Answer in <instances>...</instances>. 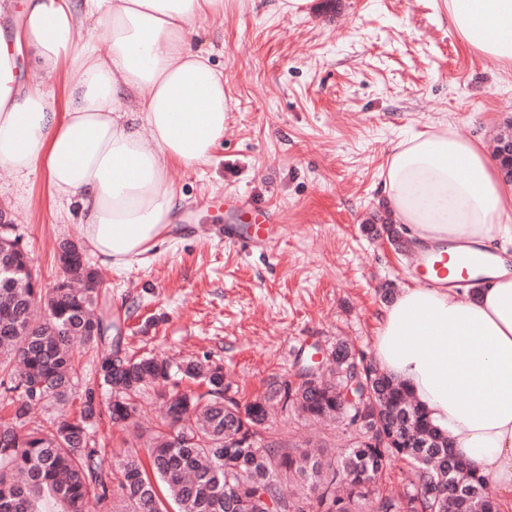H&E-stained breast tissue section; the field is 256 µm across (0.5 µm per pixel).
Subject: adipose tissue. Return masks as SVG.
Listing matches in <instances>:
<instances>
[{
  "label": "adipose tissue",
  "mask_w": 512,
  "mask_h": 512,
  "mask_svg": "<svg viewBox=\"0 0 512 512\" xmlns=\"http://www.w3.org/2000/svg\"><path fill=\"white\" fill-rule=\"evenodd\" d=\"M446 2L449 27L512 72V0ZM201 15L223 17L224 0H25L30 59L62 80L60 100L24 85L0 37V163L21 179L42 172L77 205L102 264L143 261L171 233L182 197L169 169L207 163L224 137V75L190 45ZM382 177L393 223L443 245L448 283L399 291L375 359L512 512V182L482 145L436 124L396 142Z\"/></svg>",
  "instance_id": "adipose-tissue-1"
}]
</instances>
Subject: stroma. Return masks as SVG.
Segmentation results:
<instances>
[{
    "label": "stroma",
    "instance_id": "35a3bbf8",
    "mask_svg": "<svg viewBox=\"0 0 512 512\" xmlns=\"http://www.w3.org/2000/svg\"><path fill=\"white\" fill-rule=\"evenodd\" d=\"M224 4L223 19H195L192 37L224 73V138L209 163L170 170L185 197L176 228L146 260L101 266L96 301L127 355L209 356L247 401L273 378L294 379L301 351L344 340L373 356L383 289L413 284L404 252L365 230L384 214L386 157L427 124L480 142L512 124V76L449 31L445 0H313L303 16L277 0ZM235 195L272 212L268 249L196 233L226 224ZM2 208L52 285L60 242L80 239L74 208L50 199L39 172L0 175ZM97 378L84 353L69 400L34 407L26 427L78 412ZM271 430L337 451L353 436L294 410Z\"/></svg>",
    "mask_w": 512,
    "mask_h": 512
}]
</instances>
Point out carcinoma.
<instances>
[{"label":"carcinoma","mask_w":512,"mask_h":512,"mask_svg":"<svg viewBox=\"0 0 512 512\" xmlns=\"http://www.w3.org/2000/svg\"><path fill=\"white\" fill-rule=\"evenodd\" d=\"M368 232L401 245L395 224ZM12 258L16 271L0 269V403L12 410L11 420L0 419V512H83L92 497L105 512H166L169 502L177 512H498L488 478L454 454L448 433L412 393L346 345L331 352L328 375L272 381L241 413L225 406L224 368L205 356L172 364L122 354L112 321L93 315L101 280L81 254L53 288L33 287L29 253ZM81 347L95 351L99 381L85 388L79 413L21 430L33 407L69 398ZM354 361L364 381L362 414L335 391ZM173 378L195 389L174 392ZM102 388L116 426L134 422L136 398L149 388L166 404V426L148 435L147 457L128 448L108 462L91 445ZM290 408L338 420L355 437L340 453L265 437L272 414ZM249 426L259 427L254 446L228 447ZM394 461L404 468L400 493L381 486Z\"/></svg>","instance_id":"obj_1"}]
</instances>
